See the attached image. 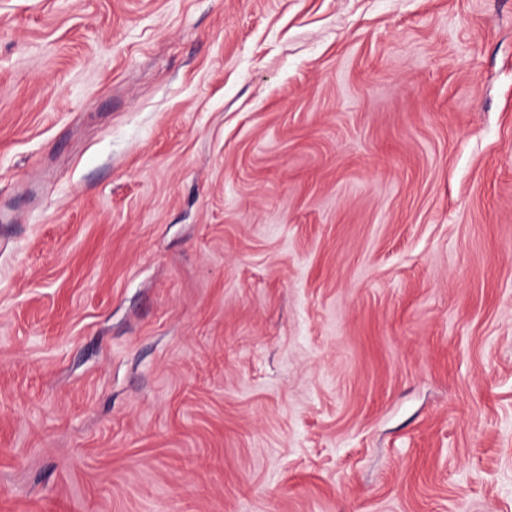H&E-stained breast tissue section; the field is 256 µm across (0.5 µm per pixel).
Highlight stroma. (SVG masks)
Returning <instances> with one entry per match:
<instances>
[{"label":"stroma","mask_w":512,"mask_h":512,"mask_svg":"<svg viewBox=\"0 0 512 512\" xmlns=\"http://www.w3.org/2000/svg\"><path fill=\"white\" fill-rule=\"evenodd\" d=\"M0 512H512V0H0Z\"/></svg>","instance_id":"stroma-1"}]
</instances>
